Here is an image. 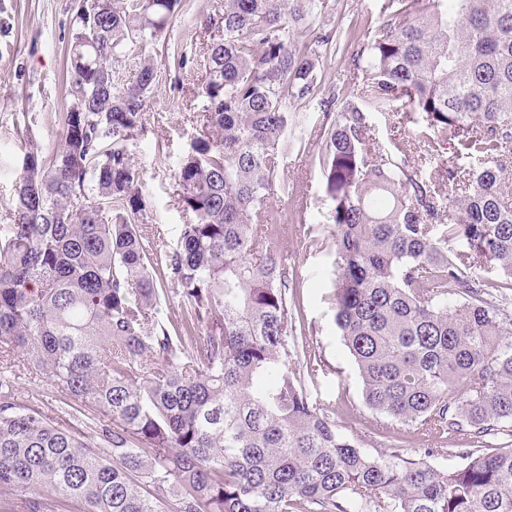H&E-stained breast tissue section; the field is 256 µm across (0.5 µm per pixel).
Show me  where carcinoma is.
Here are the masks:
<instances>
[{
  "mask_svg": "<svg viewBox=\"0 0 512 512\" xmlns=\"http://www.w3.org/2000/svg\"><path fill=\"white\" fill-rule=\"evenodd\" d=\"M182 0L76 13L61 147L23 158L0 224V351L111 421L91 448L18 402L0 371V488L83 512H512V0H385L352 62L362 92H319L335 32L320 0H224L206 21L201 133L175 170L189 214L155 240L134 137ZM133 56L122 79L112 62ZM404 99L414 139L456 147L442 196L404 145L376 150L373 114ZM80 107L74 112L72 108ZM318 132L336 228V324L365 404L422 442L460 445L451 469L364 452L303 389L326 372L293 336L294 275L273 246L301 215L284 162ZM459 244L464 250L450 248ZM493 268L499 278L481 269ZM181 305L173 323L164 312Z\"/></svg>",
  "mask_w": 512,
  "mask_h": 512,
  "instance_id": "obj_1",
  "label": "carcinoma"
}]
</instances>
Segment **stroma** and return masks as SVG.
Segmentation results:
<instances>
[{"instance_id":"stroma-1","label":"stroma","mask_w":512,"mask_h":512,"mask_svg":"<svg viewBox=\"0 0 512 512\" xmlns=\"http://www.w3.org/2000/svg\"><path fill=\"white\" fill-rule=\"evenodd\" d=\"M321 2L316 25L325 31H338L340 45L324 65L320 95L328 97L337 89L351 97L359 95L362 85L352 58L362 40L349 37L346 28L351 24L360 29L378 25L383 0ZM79 3L0 0V222L14 197L27 141L35 140L47 155L61 145L59 114L68 101L67 68ZM223 11L224 0H182L181 14L169 39L154 51L159 85L148 104L152 119L136 137V156L144 168L154 225L160 239L168 243L175 240L180 224L187 219L174 200L173 164L188 152L200 130L191 115L193 93L204 79L207 47L213 37L204 29L203 21ZM420 119L410 106L395 102L390 112L373 117L374 142L386 150L393 142H403L420 177L446 189L440 164L453 160L454 149L446 145L434 155L429 147L412 140ZM316 153V147L306 144L291 149L284 176L293 187V195L277 201L279 207L302 210L312 230L308 237L288 230L276 240L278 251L287 257L297 278V298L307 336L328 365L326 373L306 379V394L311 402L335 409L337 428L357 438L367 453L397 444L408 455L423 457L422 444L413 434L387 423L365 405L356 366L339 336L335 310L327 298L336 270L334 227L325 219L328 204L315 163ZM14 374L21 404L38 409L59 427L79 429L89 446L99 447L104 422L95 406H76L57 387L32 376L26 368H16ZM428 459L442 469L462 463L451 448L439 450Z\"/></svg>"}]
</instances>
